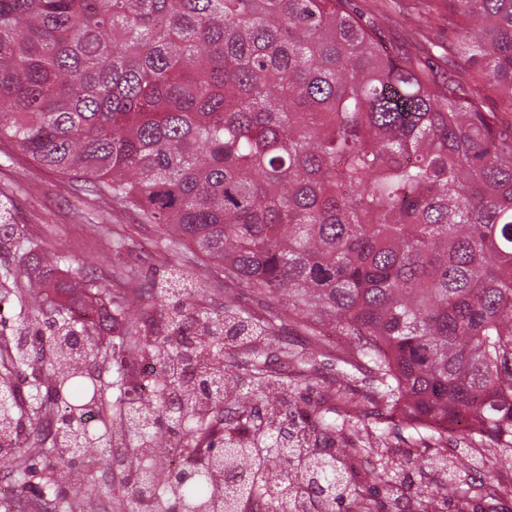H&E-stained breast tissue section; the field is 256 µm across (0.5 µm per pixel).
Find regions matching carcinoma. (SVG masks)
Wrapping results in <instances>:
<instances>
[{"label": "carcinoma", "instance_id": "1", "mask_svg": "<svg viewBox=\"0 0 512 512\" xmlns=\"http://www.w3.org/2000/svg\"><path fill=\"white\" fill-rule=\"evenodd\" d=\"M448 29L466 80L381 44L347 0H0V140L167 227L161 249L190 243L225 289L268 301L262 318L231 299L196 317L190 299L210 284L178 272L159 296L179 299L167 323L196 339L139 335L141 316L114 296L99 321L129 332L103 347L97 323L49 294L97 281L59 277L67 256L1 225L35 276L7 270L0 289L25 314L0 343V467L25 484L34 457L118 458L140 512L256 499L328 512L348 498L368 512L346 461L372 451L359 426L386 443L397 420L438 448L461 425L511 466L512 125L485 110L484 86L512 106V0H448ZM47 313L53 357L31 374L29 412L56 413L55 431L25 448L11 377L31 366L41 339L28 326ZM286 329L349 337L341 421L276 414L312 368L303 351L279 347L294 380L263 351L243 376L224 362L226 339ZM145 357L154 376L126 400L127 367ZM360 378L371 410L347 390ZM338 432V454L315 451ZM240 466L251 477L233 491L216 482ZM456 493L428 477L413 495Z\"/></svg>", "mask_w": 512, "mask_h": 512}]
</instances>
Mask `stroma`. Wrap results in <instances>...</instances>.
<instances>
[{
	"instance_id": "stroma-1",
	"label": "stroma",
	"mask_w": 512,
	"mask_h": 512,
	"mask_svg": "<svg viewBox=\"0 0 512 512\" xmlns=\"http://www.w3.org/2000/svg\"><path fill=\"white\" fill-rule=\"evenodd\" d=\"M430 4L434 16L426 28L419 22L412 0L350 2L364 22L388 15L390 24L380 33V41L417 55L438 77L445 78L460 73L461 66L451 51L453 36L448 31L446 0H430ZM0 192L7 196L15 231L38 234L45 248L67 255V278L89 274L113 291L123 286L132 290L159 288L175 270L209 280L215 277L212 263L193 247L182 248L177 255L159 251L156 242L164 234L161 226L141 223L135 211L103 204L81 183L68 181L58 172L36 164L6 140L0 142ZM116 231L126 236V249L117 257L112 254V234ZM283 341L307 348L314 363L312 379L291 392V404L317 411L329 420L337 419L343 405L334 394L336 361L346 350L348 339L325 336L311 340L287 333ZM432 454V449L419 446L406 429L372 451L373 458L389 461L394 468L403 470L411 484L425 473L426 461ZM352 467L370 512H424L414 496L395 497L384 484L372 481L368 463L356 461ZM77 468L87 473V480L73 483L67 478V466L51 461L36 463L28 484L0 486V500L16 504L64 491L72 497L107 505V512H128L121 470L103 469L83 457Z\"/></svg>"
}]
</instances>
